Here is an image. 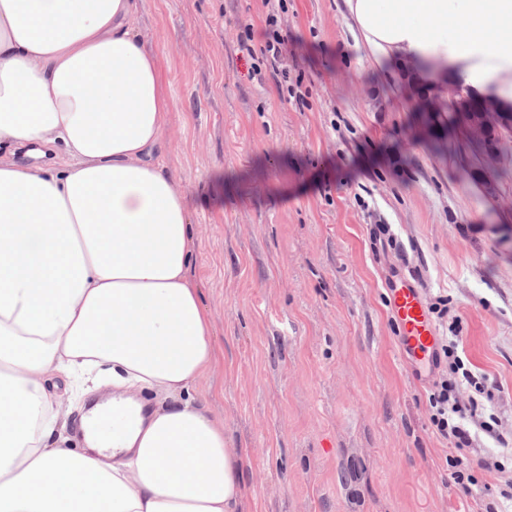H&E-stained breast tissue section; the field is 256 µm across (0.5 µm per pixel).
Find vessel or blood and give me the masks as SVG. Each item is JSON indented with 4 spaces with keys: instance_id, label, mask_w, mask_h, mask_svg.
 Instances as JSON below:
<instances>
[{
    "instance_id": "vessel-or-blood-1",
    "label": "vessel or blood",
    "mask_w": 512,
    "mask_h": 512,
    "mask_svg": "<svg viewBox=\"0 0 512 512\" xmlns=\"http://www.w3.org/2000/svg\"><path fill=\"white\" fill-rule=\"evenodd\" d=\"M392 311L400 328V344L414 373L433 370L434 350L439 331L432 321L428 309L417 288L408 280L392 282L390 285ZM125 411L106 410L89 420L92 434L104 441H111L116 426L124 423Z\"/></svg>"
}]
</instances>
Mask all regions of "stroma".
<instances>
[{"mask_svg": "<svg viewBox=\"0 0 512 512\" xmlns=\"http://www.w3.org/2000/svg\"><path fill=\"white\" fill-rule=\"evenodd\" d=\"M338 0H147L170 91L163 162L185 186L222 356L198 385L242 451V512H512V457L480 436L463 493L387 285L448 301L471 399L512 436V135L495 161L452 117L400 111ZM288 36L263 60L267 20ZM251 36V50L240 47ZM305 106L284 99L281 82Z\"/></svg>", "mask_w": 512, "mask_h": 512, "instance_id": "1", "label": "stroma"}]
</instances>
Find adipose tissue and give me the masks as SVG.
Masks as SVG:
<instances>
[{
	"label": "adipose tissue",
	"instance_id": "ef3b65f1",
	"mask_svg": "<svg viewBox=\"0 0 512 512\" xmlns=\"http://www.w3.org/2000/svg\"><path fill=\"white\" fill-rule=\"evenodd\" d=\"M145 0H0V512H239L240 454L196 386L219 359L192 274ZM393 99L512 112V0H341ZM51 150L23 164L18 147ZM132 422L74 437L52 386Z\"/></svg>",
	"mask_w": 512,
	"mask_h": 512
}]
</instances>
